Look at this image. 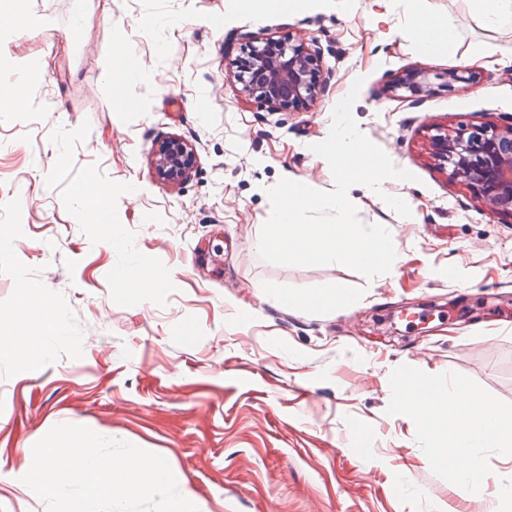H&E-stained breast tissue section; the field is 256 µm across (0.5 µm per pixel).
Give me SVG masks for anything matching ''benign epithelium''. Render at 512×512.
Masks as SVG:
<instances>
[{"label":"benign epithelium","instance_id":"7a95c632","mask_svg":"<svg viewBox=\"0 0 512 512\" xmlns=\"http://www.w3.org/2000/svg\"><path fill=\"white\" fill-rule=\"evenodd\" d=\"M237 80L247 95L272 108L300 110L321 94L325 77L318 51L288 34L268 37L251 48ZM393 89L421 97L431 91L429 72L412 70ZM435 146L436 160L451 168L454 178L478 187L493 209L512 211V121L503 127L461 125L438 135ZM194 163L193 149L179 138L164 141L155 158L157 174L167 183L187 179Z\"/></svg>","mask_w":512,"mask_h":512}]
</instances>
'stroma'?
<instances>
[{"mask_svg": "<svg viewBox=\"0 0 512 512\" xmlns=\"http://www.w3.org/2000/svg\"><path fill=\"white\" fill-rule=\"evenodd\" d=\"M76 2L0 0L18 22L0 32V84L25 102L0 99V335L22 332L26 294L56 325L0 350V512H46L21 478L62 423L162 455L198 512H486L512 459L491 456L484 488L461 500L412 419L387 408L401 365L462 373L512 403V212L441 168L433 145L512 120V29L485 28L471 0H354L345 14L293 0L258 16L236 0H112L81 25ZM417 10L462 57L425 51ZM34 14L45 30H27ZM286 33L319 51L326 79L299 112L248 97L227 67ZM419 68L429 94L394 90ZM452 69L473 77L449 82ZM358 78L359 129L413 175L386 184L407 217L348 191L363 223L389 230L390 272L263 260L267 188L333 190L311 147ZM173 137L195 165L167 184L154 158ZM90 179L109 189L91 220ZM160 269L167 291L141 288ZM339 286L352 301L334 300ZM353 426L366 455L343 440Z\"/></svg>", "mask_w": 512, "mask_h": 512, "instance_id": "35a3bbf8", "label": "stroma"}]
</instances>
